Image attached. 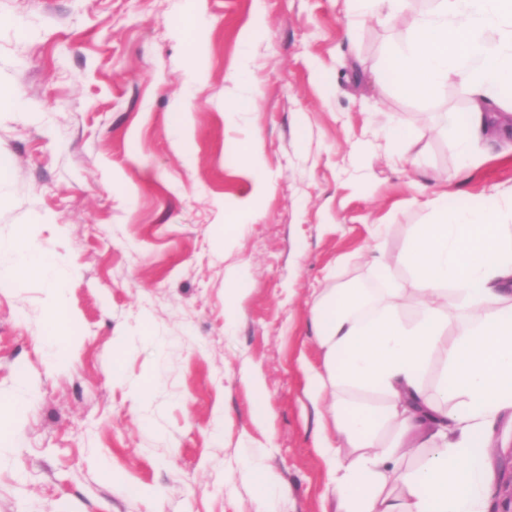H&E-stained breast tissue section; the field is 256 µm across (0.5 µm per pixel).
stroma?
Segmentation results:
<instances>
[{
  "instance_id": "1",
  "label": "stroma",
  "mask_w": 512,
  "mask_h": 512,
  "mask_svg": "<svg viewBox=\"0 0 512 512\" xmlns=\"http://www.w3.org/2000/svg\"><path fill=\"white\" fill-rule=\"evenodd\" d=\"M405 34L349 24L347 0H0V400L23 402L0 423V512H338L306 390L322 368L313 300L376 287L373 246L397 256L438 193L475 207L512 186V145L459 158L447 119L465 120L464 85L400 97L376 83ZM393 120L416 161L387 143ZM18 241L66 274L65 354L57 271L14 276ZM492 438L501 512L511 414ZM254 460L273 479L262 501ZM244 276L243 266H239L231 269L227 274L228 286L225 288V312L227 319L232 322L238 315V305L236 302L237 294L240 288H236L237 284L241 281Z\"/></svg>"
}]
</instances>
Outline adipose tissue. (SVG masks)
Instances as JSON below:
<instances>
[{"label": "adipose tissue", "instance_id": "adipose-tissue-1", "mask_svg": "<svg viewBox=\"0 0 512 512\" xmlns=\"http://www.w3.org/2000/svg\"><path fill=\"white\" fill-rule=\"evenodd\" d=\"M432 2L431 10L416 11L412 0H349L354 22L409 21L405 42L377 70L378 83L403 96L437 91L452 77L467 84V119L453 127L466 157L480 141L512 138V101L499 99L512 86V0ZM430 205L434 222L416 227L392 261L418 286L417 321L403 319L397 282L333 288L312 309L323 369L310 377L308 393L334 429L321 446L359 449L351 461L331 464L342 512H489L488 432L512 412V193L495 192L479 209L451 206L444 194ZM475 307L477 320L449 331V311ZM447 334V369L432 396L422 374ZM349 391L380 393L384 403L377 410L349 403ZM387 425L397 437L383 446L378 432ZM420 436L432 454L402 467ZM392 473L403 500L383 493Z\"/></svg>", "mask_w": 512, "mask_h": 512}]
</instances>
